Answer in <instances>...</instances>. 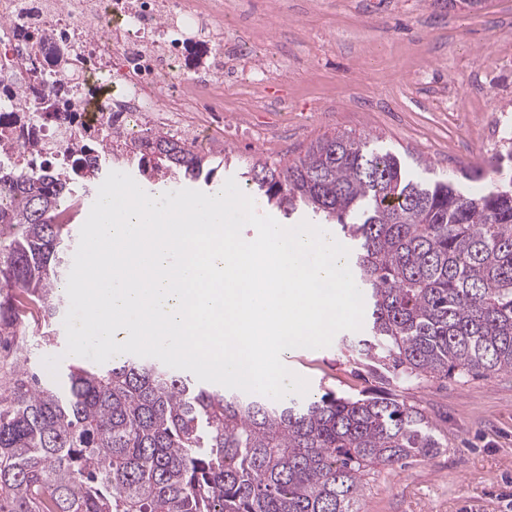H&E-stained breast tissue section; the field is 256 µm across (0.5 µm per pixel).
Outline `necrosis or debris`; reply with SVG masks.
<instances>
[{
    "instance_id": "obj_1",
    "label": "necrosis or debris",
    "mask_w": 512,
    "mask_h": 512,
    "mask_svg": "<svg viewBox=\"0 0 512 512\" xmlns=\"http://www.w3.org/2000/svg\"><path fill=\"white\" fill-rule=\"evenodd\" d=\"M230 38L210 0H0V159L17 168L61 160L87 143L107 163H133L149 154L152 129L211 148L208 132L190 113L205 99L232 110L224 84L232 82L255 106L270 93L268 66L240 43L224 64ZM53 75L56 87L43 85ZM38 105L34 122L18 117Z\"/></svg>"
}]
</instances>
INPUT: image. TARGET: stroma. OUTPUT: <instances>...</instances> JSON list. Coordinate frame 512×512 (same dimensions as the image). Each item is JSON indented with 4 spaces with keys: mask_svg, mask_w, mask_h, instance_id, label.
Returning <instances> with one entry per match:
<instances>
[{
    "mask_svg": "<svg viewBox=\"0 0 512 512\" xmlns=\"http://www.w3.org/2000/svg\"><path fill=\"white\" fill-rule=\"evenodd\" d=\"M255 21L249 36L259 60H288V90L272 92L269 111L241 101L236 112L206 118L224 132L212 151L219 167L214 187L237 177L257 159L287 161L311 142L336 132L369 134L372 145L402 155L410 171L429 179L462 166H480L500 150L477 136L463 137L495 120L512 136V68L500 64L512 52V0H483L470 8L448 0H241ZM469 61L464 74L449 61ZM434 73L435 83L419 79ZM496 80L485 86L483 74ZM464 77L475 93L470 111L434 109L439 89ZM229 168H222V161ZM368 329L342 331L330 346L295 348L282 355L309 382L308 394L353 397L380 386L359 356ZM65 329L50 344L29 337V367L44 381V358L64 353ZM407 403L426 408L446 448L403 467L377 468L367 478L359 512H512V372L428 381L392 377Z\"/></svg>",
    "mask_w": 512,
    "mask_h": 512,
    "instance_id": "stroma-1",
    "label": "stroma"
}]
</instances>
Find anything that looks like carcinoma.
Masks as SVG:
<instances>
[{
    "label": "carcinoma",
    "mask_w": 512,
    "mask_h": 512,
    "mask_svg": "<svg viewBox=\"0 0 512 512\" xmlns=\"http://www.w3.org/2000/svg\"><path fill=\"white\" fill-rule=\"evenodd\" d=\"M503 148L485 168L426 181L368 135L343 132L241 177L257 202L334 224L350 244L370 290L372 373L488 376L512 372V179L488 192L460 183L501 173ZM214 172L160 131L139 170L171 190L208 186ZM105 175L90 155L66 174L0 169V344L32 326L52 341L74 230L59 217ZM14 364L0 382V512H357L372 470L442 447L425 411L390 389L273 402L133 356L72 364L56 388Z\"/></svg>",
    "instance_id": "cac0c4a2"
}]
</instances>
